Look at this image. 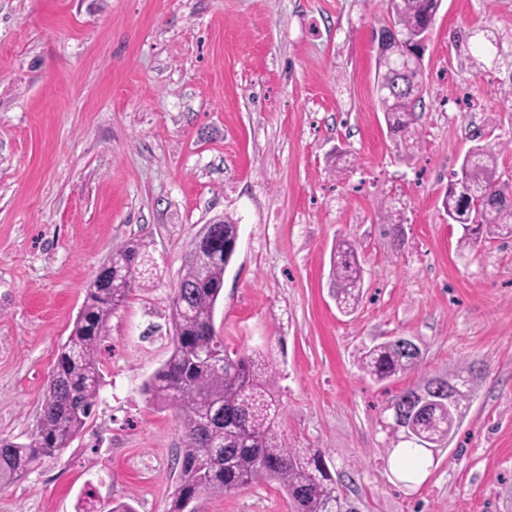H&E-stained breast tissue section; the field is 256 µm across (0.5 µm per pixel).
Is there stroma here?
<instances>
[{"label":"stroma","mask_w":512,"mask_h":512,"mask_svg":"<svg viewBox=\"0 0 512 512\" xmlns=\"http://www.w3.org/2000/svg\"><path fill=\"white\" fill-rule=\"evenodd\" d=\"M384 0H0V438L26 441L86 288L128 241L153 275L110 320L84 433L0 491V512H167L176 409L144 384L170 354L169 306L202 225L239 226L215 328L272 347L288 443L325 452L358 512H512V241L460 249L443 199L493 145L512 189V0H442L404 159L375 90ZM474 31L469 43L454 42ZM495 35L504 54H483ZM401 211L403 245L381 231ZM360 244L364 297H332L331 250ZM414 337L421 373L377 382L363 348ZM476 366L449 447L407 478L379 422L392 397ZM195 512H292L278 483Z\"/></svg>","instance_id":"1"}]
</instances>
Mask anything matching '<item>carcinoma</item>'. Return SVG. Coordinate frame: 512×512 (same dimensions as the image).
Segmentation results:
<instances>
[{
    "label": "carcinoma",
    "instance_id": "carcinoma-1",
    "mask_svg": "<svg viewBox=\"0 0 512 512\" xmlns=\"http://www.w3.org/2000/svg\"><path fill=\"white\" fill-rule=\"evenodd\" d=\"M441 0H387L388 21L401 31L400 40L378 47L377 80L386 86L378 96L387 129L409 134L400 139L404 151L418 146L414 122L423 90L422 36L431 31ZM443 207L448 220L462 228L460 247L473 248L483 236L512 238V200L497 174L496 153L476 146L468 154L464 174L452 173ZM234 250L219 248L208 262L188 257L174 289L169 321L172 347L168 359L145 383L148 401L172 404L180 411L184 447L177 459L179 481L168 512H184L188 500L202 493L224 494L256 482L273 480L292 502L293 512H357L336 487L318 448H294L279 431L283 415L276 389L280 373L267 348L229 353L217 336L214 312L224 286V273ZM121 267L110 276L99 273L86 290L82 309L66 342L58 350L36 428L28 441L0 438V489L26 477L56 458L80 435L95 413L104 384L100 347L109 335V320L125 306L149 273V243L128 242L112 255ZM332 280L338 310L350 314L359 305L363 268L356 242L340 240L332 258ZM366 375L380 382L418 371L422 352L403 349L398 339L360 352ZM472 368L458 367L441 378L428 405L413 424L424 441H403L396 426L383 428L390 449L398 450L412 471L427 466L435 450L452 439L466 415ZM454 385V406L448 407V384ZM431 380L395 395L386 406L394 414L412 413L419 393Z\"/></svg>",
    "mask_w": 512,
    "mask_h": 512
}]
</instances>
